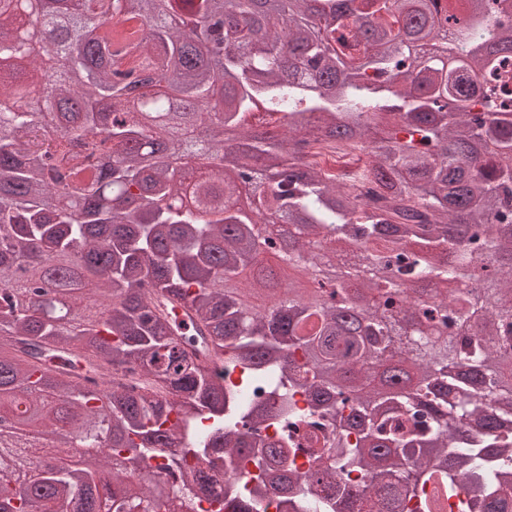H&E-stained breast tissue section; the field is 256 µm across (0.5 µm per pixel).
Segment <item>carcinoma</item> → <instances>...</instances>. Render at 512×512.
<instances>
[{"label":"carcinoma","mask_w":512,"mask_h":512,"mask_svg":"<svg viewBox=\"0 0 512 512\" xmlns=\"http://www.w3.org/2000/svg\"><path fill=\"white\" fill-rule=\"evenodd\" d=\"M44 2L0 0V420L103 452L23 476L26 443L1 435L0 512H170L179 492L193 512L207 480L171 488L154 449L241 468L215 512H254L288 453L259 429L316 414L333 429L278 512H405L429 483L433 512L462 469L461 509L512 512V104L464 91L512 60V0ZM131 91L190 111L107 122ZM211 126L244 147L190 135ZM311 133L373 160L340 183L295 150ZM198 152L212 170L187 184L169 159ZM125 366L139 391L111 384ZM331 470L365 481L313 497Z\"/></svg>","instance_id":"carcinoma-1"}]
</instances>
